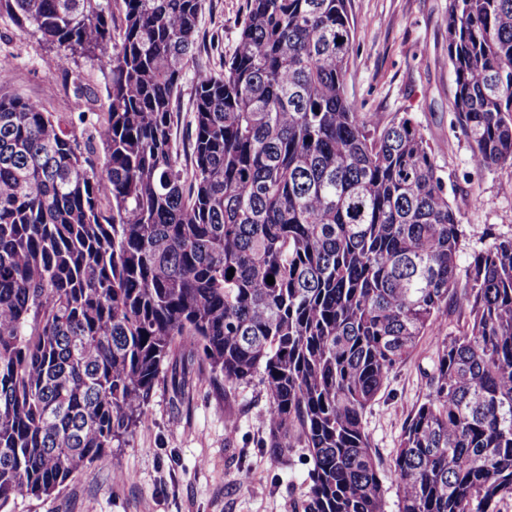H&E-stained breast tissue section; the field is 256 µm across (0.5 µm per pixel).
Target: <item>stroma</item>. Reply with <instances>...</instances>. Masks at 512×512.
<instances>
[{
	"mask_svg": "<svg viewBox=\"0 0 512 512\" xmlns=\"http://www.w3.org/2000/svg\"><path fill=\"white\" fill-rule=\"evenodd\" d=\"M246 0H205L199 40L178 99L175 138L189 162L194 76L233 55ZM355 23L346 92L382 120L410 115L436 148L435 161L463 231L460 270L498 236L512 234V166L482 172L453 109L448 62V0H349ZM88 90L77 95L54 49L31 28L0 15V71L5 94L41 102L64 118L94 112L107 98V77L83 64ZM53 93H46L47 83ZM469 315L449 302L437 327L390 375L363 422L386 488V512H397L391 470L405 423L429 393V375L443 339L466 330ZM267 396L260 378L213 384L196 352L180 349L164 362L146 416L119 448L75 473L51 496H17L9 512H302L310 464L292 449L289 464L273 462L256 416ZM123 481H114V473Z\"/></svg>",
	"mask_w": 512,
	"mask_h": 512,
	"instance_id": "35a3bbf8",
	"label": "stroma"
}]
</instances>
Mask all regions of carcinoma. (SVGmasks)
Returning <instances> with one entry per match:
<instances>
[{
	"label": "carcinoma",
	"mask_w": 512,
	"mask_h": 512,
	"mask_svg": "<svg viewBox=\"0 0 512 512\" xmlns=\"http://www.w3.org/2000/svg\"><path fill=\"white\" fill-rule=\"evenodd\" d=\"M203 4L0 0L63 68L108 78L88 133L83 112L0 94V512L122 442L186 344L214 383L262 374L271 456L312 462L304 512H384L363 417L459 295L469 327L438 348L393 459L398 512H495L512 498V236L458 287L429 140L347 98V0H246L233 56L196 77L181 163ZM448 61L474 170L512 166V0H448Z\"/></svg>",
	"instance_id": "1"
}]
</instances>
